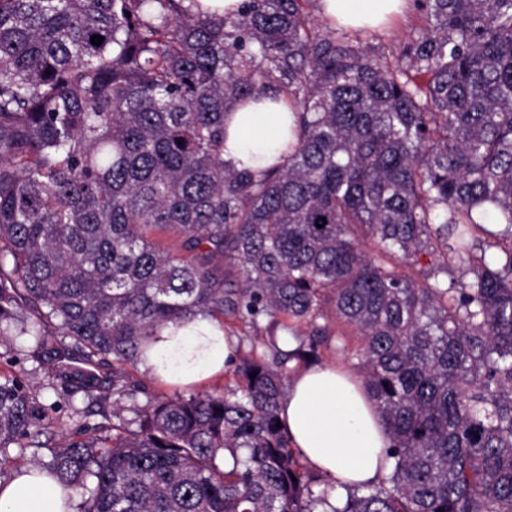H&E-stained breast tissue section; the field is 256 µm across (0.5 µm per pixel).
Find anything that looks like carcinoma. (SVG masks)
Segmentation results:
<instances>
[{
  "mask_svg": "<svg viewBox=\"0 0 512 512\" xmlns=\"http://www.w3.org/2000/svg\"><path fill=\"white\" fill-rule=\"evenodd\" d=\"M306 2L0 0V336L37 316L18 335L78 355L48 373L117 408L111 435L39 464L95 479L79 512H512V0H417L395 65L314 29ZM281 94L283 163L224 161V112ZM224 315L268 319L272 356L243 359L236 389L120 415L159 329ZM335 324L361 338L348 360L390 439L387 473L354 488L277 427L288 362ZM46 418L1 376L0 463L47 447Z\"/></svg>",
  "mask_w": 512,
  "mask_h": 512,
  "instance_id": "carcinoma-1",
  "label": "carcinoma"
}]
</instances>
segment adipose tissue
I'll return each instance as SVG.
<instances>
[{"label": "adipose tissue", "mask_w": 512, "mask_h": 512, "mask_svg": "<svg viewBox=\"0 0 512 512\" xmlns=\"http://www.w3.org/2000/svg\"><path fill=\"white\" fill-rule=\"evenodd\" d=\"M408 0H320V13L347 28L376 27L403 12ZM224 159L237 168L263 171L295 143L292 109L264 99L224 114ZM234 363L223 325L199 317L159 330L140 365L174 387L222 375ZM281 424L292 448L319 474L347 484L376 480L385 473L381 453L389 438L361 380L333 363L313 364L292 378L281 401ZM0 512H73L71 490L26 466L0 486Z\"/></svg>", "instance_id": "1"}]
</instances>
